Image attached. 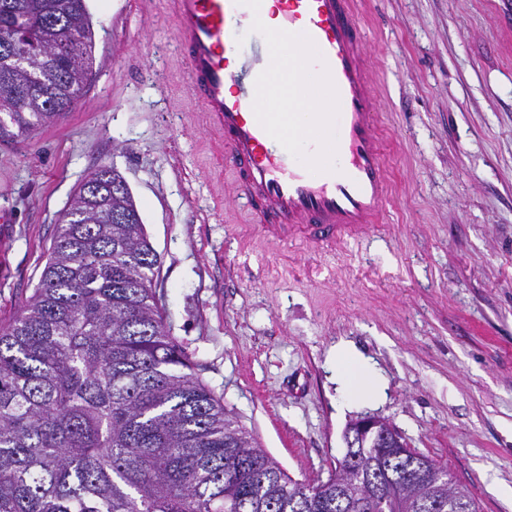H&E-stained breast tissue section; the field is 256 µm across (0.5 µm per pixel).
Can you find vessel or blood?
Wrapping results in <instances>:
<instances>
[{
	"instance_id": "1",
	"label": "vessel or blood",
	"mask_w": 512,
	"mask_h": 512,
	"mask_svg": "<svg viewBox=\"0 0 512 512\" xmlns=\"http://www.w3.org/2000/svg\"><path fill=\"white\" fill-rule=\"evenodd\" d=\"M186 80L221 135L235 188L268 238L318 251L358 240L384 222L391 179L374 110L376 79L358 0H280L279 32L266 0H173ZM263 38L247 44V31ZM312 52L326 94L314 125L324 140L307 154L283 136L286 118L263 110L278 85L305 83L301 64L272 62L280 36Z\"/></svg>"
}]
</instances>
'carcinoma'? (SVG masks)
Here are the masks:
<instances>
[{
    "instance_id": "cac0c4a2",
    "label": "carcinoma",
    "mask_w": 512,
    "mask_h": 512,
    "mask_svg": "<svg viewBox=\"0 0 512 512\" xmlns=\"http://www.w3.org/2000/svg\"><path fill=\"white\" fill-rule=\"evenodd\" d=\"M34 27V41L12 40ZM86 0H0V142L73 109L93 69ZM111 167L80 183L33 295L0 323V512H357L341 459L292 480L197 376L153 288L160 257ZM446 464L416 450L406 462ZM407 512H478L423 483Z\"/></svg>"
}]
</instances>
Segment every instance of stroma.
<instances>
[{"label": "stroma", "mask_w": 512, "mask_h": 512, "mask_svg": "<svg viewBox=\"0 0 512 512\" xmlns=\"http://www.w3.org/2000/svg\"><path fill=\"white\" fill-rule=\"evenodd\" d=\"M392 173L384 224L321 253L273 243L186 85L173 0H87L76 107L0 143V322L39 283L101 166L160 256L156 294L199 378L292 479H327L365 416L447 463L479 512H512V14L502 0H364ZM382 384L349 400L335 349Z\"/></svg>", "instance_id": "1"}]
</instances>
